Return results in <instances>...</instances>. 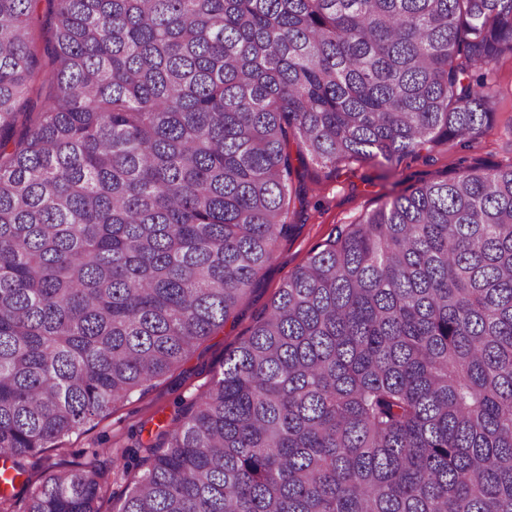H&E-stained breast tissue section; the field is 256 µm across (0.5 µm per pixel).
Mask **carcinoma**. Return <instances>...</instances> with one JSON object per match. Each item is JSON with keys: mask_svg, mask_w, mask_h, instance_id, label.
<instances>
[{"mask_svg": "<svg viewBox=\"0 0 512 512\" xmlns=\"http://www.w3.org/2000/svg\"><path fill=\"white\" fill-rule=\"evenodd\" d=\"M39 2L0 0V512H101L98 452L22 459L237 317L307 207L290 138L491 130L512 0H46L36 44ZM156 439L117 512H512V165L337 228Z\"/></svg>", "mask_w": 512, "mask_h": 512, "instance_id": "obj_1", "label": "carcinoma"}]
</instances>
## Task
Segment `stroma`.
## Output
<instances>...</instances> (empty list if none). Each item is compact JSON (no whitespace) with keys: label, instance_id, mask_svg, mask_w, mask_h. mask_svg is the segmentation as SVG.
Masks as SVG:
<instances>
[{"label":"stroma","instance_id":"stroma-1","mask_svg":"<svg viewBox=\"0 0 512 512\" xmlns=\"http://www.w3.org/2000/svg\"><path fill=\"white\" fill-rule=\"evenodd\" d=\"M497 103L492 129L473 141H456L434 151L410 154L390 168L354 163L328 173L314 161L298 166L294 183L304 187L308 207L276 245L252 292L244 299L237 319L209 336L178 367L154 382L144 394L117 403L106 416L65 437L58 447L27 459L33 478H40L45 461L73 465L99 449V461L110 465L111 449L133 448L154 439L156 433L209 387L222 367L224 353L245 336L254 318L270 303L278 288L337 227L356 222L366 211L382 204L408 186L444 180L462 168L512 165V55L496 69Z\"/></svg>","mask_w":512,"mask_h":512}]
</instances>
